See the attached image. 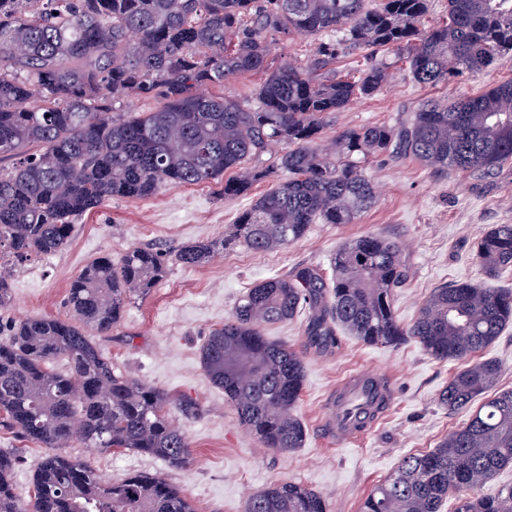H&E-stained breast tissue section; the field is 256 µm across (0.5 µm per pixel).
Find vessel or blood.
<instances>
[{
	"mask_svg": "<svg viewBox=\"0 0 512 512\" xmlns=\"http://www.w3.org/2000/svg\"><path fill=\"white\" fill-rule=\"evenodd\" d=\"M376 376L370 372H357L343 381L336 400L328 407L325 425L338 440H351L364 434L375 423L366 413L370 398L369 384Z\"/></svg>",
	"mask_w": 512,
	"mask_h": 512,
	"instance_id": "1",
	"label": "vessel or blood"
}]
</instances>
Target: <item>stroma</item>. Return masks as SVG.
<instances>
[{
    "label": "stroma",
    "mask_w": 512,
    "mask_h": 512,
    "mask_svg": "<svg viewBox=\"0 0 512 512\" xmlns=\"http://www.w3.org/2000/svg\"><path fill=\"white\" fill-rule=\"evenodd\" d=\"M507 79H512V64L434 88L417 84L407 70L396 69L381 91L336 113L326 134L331 137L346 127L375 123L398 125L409 120L424 100L476 94ZM366 169L378 187L372 208L350 224L310 225L304 237L276 252L256 253L235 245L205 264L179 263L175 253L181 246L223 241L229 224L268 186L255 185L249 193L227 200L216 184L168 185L147 198L105 201L76 219L65 250L12 267L10 302L0 308V340L12 323L23 319H69L70 283L93 260H117L144 247L166 256L164 278L148 295L133 298L120 321L96 343L117 371L190 405L188 414H176L175 419L191 442V460L173 468L135 451L90 452L76 441L70 454L112 478L135 473L160 476L178 487L197 512H245L251 494L289 481L323 494L328 512H359L368 493L404 456L436 448L450 431L467 422L470 410L451 413L438 401L461 362L436 359L412 339L384 346L344 334L337 348L315 350L306 344L301 316L267 326L264 333L287 343L305 363L298 405L306 430L302 448L281 452L261 447L202 369L199 352L209 332L223 325L250 288L301 267L329 272L336 250L364 235H381L404 245L408 281L393 295L400 325L411 324L433 288L442 285L489 281L512 289V269L487 279L474 253L492 225L512 224V164L483 175L440 173L408 156L383 155L371 158ZM367 368L388 379L393 400L367 433L336 444L319 425L324 404L343 378ZM14 450L20 453L14 483L26 496L47 450L0 428V451Z\"/></svg>",
    "instance_id": "stroma-1"
}]
</instances>
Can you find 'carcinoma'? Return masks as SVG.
<instances>
[{
    "instance_id": "carcinoma-1",
    "label": "carcinoma",
    "mask_w": 512,
    "mask_h": 512,
    "mask_svg": "<svg viewBox=\"0 0 512 512\" xmlns=\"http://www.w3.org/2000/svg\"><path fill=\"white\" fill-rule=\"evenodd\" d=\"M430 0H0V260L21 265L66 248L74 218L112 198L141 199L169 184L206 185L228 170L222 195L256 183L270 189L242 212L222 247L274 251L311 224H351L376 203L371 157L410 156L435 171L485 173L512 161V79L452 101L430 99L402 125L336 131L329 119L378 92L396 67L421 85L447 84L512 61V0H448V19L427 24ZM316 40L312 69L272 67L267 34ZM366 66L336 75L341 53ZM266 70L255 104L206 92L241 73ZM158 100L138 113L124 99ZM283 146L271 163L263 155ZM216 243L182 246L176 260L199 265ZM489 278L512 268V224L475 246ZM332 277L311 267L250 289L200 349L211 383L239 424L265 448L303 446L296 415L304 366L268 324L308 313L309 346L329 350L346 331L367 343L417 340L431 356L465 366L440 395L449 410L479 405L437 448L404 457L366 496L360 512H512V485L486 492L512 465V390L497 391L502 365L478 359L512 323V291L461 282L435 289L415 321L397 323L393 290L407 278L398 242L363 236L336 250ZM166 272L146 247L119 262L103 256L74 279L73 319H26L0 342V425L49 449L24 498L12 482L19 459L0 452V512H196L161 477L104 480L64 445L133 450L174 468L190 441L172 421L188 408L112 369L90 338L115 325L126 303ZM67 359L61 372L51 368ZM245 512H327L324 498L296 482L252 494Z\"/></svg>"
}]
</instances>
